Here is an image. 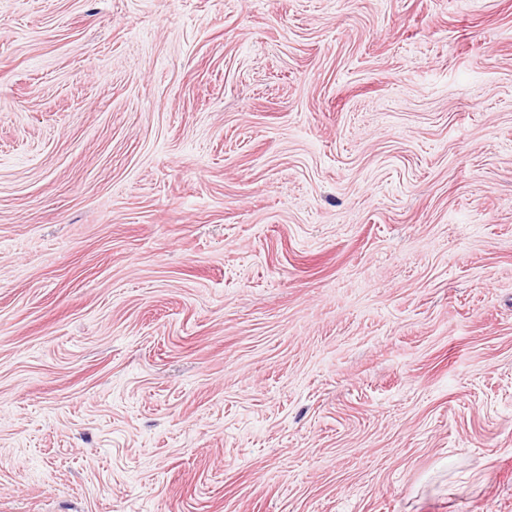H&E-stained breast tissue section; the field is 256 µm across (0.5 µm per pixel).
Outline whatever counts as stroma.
<instances>
[{
    "label": "stroma",
    "instance_id": "obj_1",
    "mask_svg": "<svg viewBox=\"0 0 512 512\" xmlns=\"http://www.w3.org/2000/svg\"><path fill=\"white\" fill-rule=\"evenodd\" d=\"M0 512H512V0H0Z\"/></svg>",
    "mask_w": 512,
    "mask_h": 512
}]
</instances>
